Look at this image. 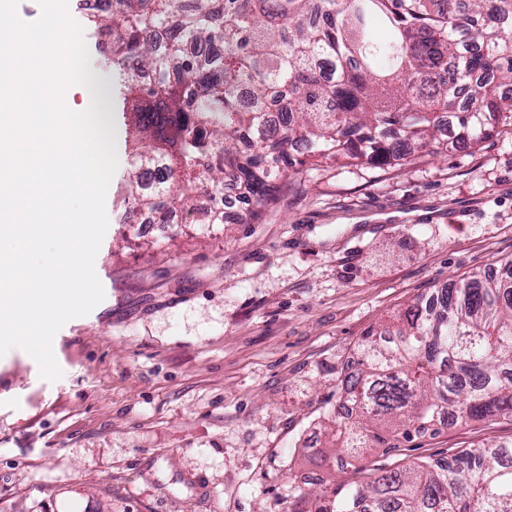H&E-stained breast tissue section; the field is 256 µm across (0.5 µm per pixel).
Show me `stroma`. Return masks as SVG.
I'll use <instances>...</instances> for the list:
<instances>
[{"mask_svg": "<svg viewBox=\"0 0 512 512\" xmlns=\"http://www.w3.org/2000/svg\"><path fill=\"white\" fill-rule=\"evenodd\" d=\"M95 260L105 291L53 339L50 382L0 356V512H300L319 487L512 439L447 423L321 464L363 335L448 281L512 259V126L399 163L300 167L260 222L160 237L123 222L116 185Z\"/></svg>", "mask_w": 512, "mask_h": 512, "instance_id": "1", "label": "stroma"}]
</instances>
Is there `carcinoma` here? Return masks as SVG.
Instances as JSON below:
<instances>
[{"instance_id":"1","label":"carcinoma","mask_w":512,"mask_h":512,"mask_svg":"<svg viewBox=\"0 0 512 512\" xmlns=\"http://www.w3.org/2000/svg\"><path fill=\"white\" fill-rule=\"evenodd\" d=\"M85 18L111 34L112 100L131 141L124 202L163 224L228 182L260 220L298 145L302 166L385 163L512 125V0H112ZM501 270L364 335L336 449L356 459L446 421L512 418V260ZM315 500L307 512H512V442L342 481Z\"/></svg>"}]
</instances>
